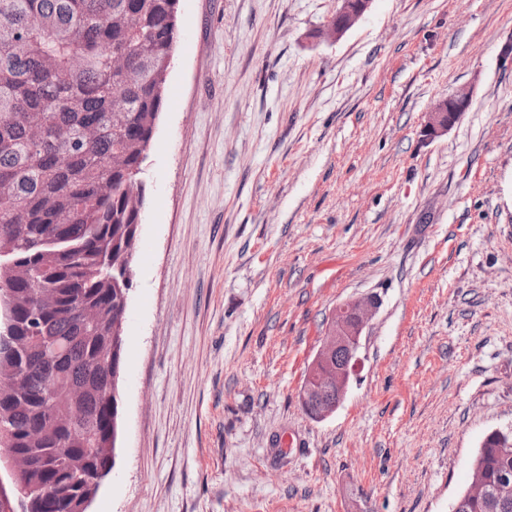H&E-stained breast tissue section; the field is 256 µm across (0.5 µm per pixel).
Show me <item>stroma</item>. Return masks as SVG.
<instances>
[{
  "mask_svg": "<svg viewBox=\"0 0 512 512\" xmlns=\"http://www.w3.org/2000/svg\"><path fill=\"white\" fill-rule=\"evenodd\" d=\"M339 7L180 0L90 512H453L512 428V0H372L333 41ZM370 296L310 418L326 324ZM470 98L466 92H457L449 98L441 99L429 112L425 124L426 135L441 136L448 132L456 120L468 109ZM377 305L374 298L366 297L347 301L336 307L301 391L303 407L311 399L322 402L321 410L314 414L315 419L323 420L331 416L343 402L350 382L357 374V353L362 331L374 317ZM341 353L346 358L342 363H336V355ZM333 393L336 394L335 398H326ZM316 409V404L307 403L308 412L313 413Z\"/></svg>",
  "mask_w": 512,
  "mask_h": 512,
  "instance_id": "35a3bbf8",
  "label": "stroma"
}]
</instances>
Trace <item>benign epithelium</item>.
Returning a JSON list of instances; mask_svg holds the SVG:
<instances>
[{
	"label": "benign epithelium",
	"instance_id": "benign-epithelium-1",
	"mask_svg": "<svg viewBox=\"0 0 512 512\" xmlns=\"http://www.w3.org/2000/svg\"><path fill=\"white\" fill-rule=\"evenodd\" d=\"M370 3L371 0H341L335 19L327 25L326 37L335 40L343 37L368 10ZM469 105L466 92L441 99L428 114L425 132L430 137L447 133ZM376 310L377 301L372 297L354 299L336 307L301 391L302 403L311 399L322 402L321 410L314 414V418L323 420L331 416L343 402L350 382L357 374L362 331ZM341 353L346 355L345 360L333 364V357ZM0 462L14 481L28 468L27 461L16 454H5L0 457Z\"/></svg>",
	"mask_w": 512,
	"mask_h": 512
}]
</instances>
